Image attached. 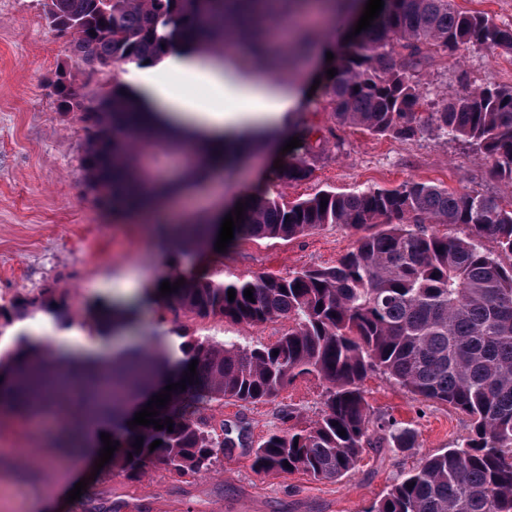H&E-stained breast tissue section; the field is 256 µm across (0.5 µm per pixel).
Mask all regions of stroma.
Returning a JSON list of instances; mask_svg holds the SVG:
<instances>
[{
  "instance_id": "35a3bbf8",
  "label": "stroma",
  "mask_w": 512,
  "mask_h": 512,
  "mask_svg": "<svg viewBox=\"0 0 512 512\" xmlns=\"http://www.w3.org/2000/svg\"><path fill=\"white\" fill-rule=\"evenodd\" d=\"M44 3L0 0V296L12 302L48 288L65 292L68 324L104 354L133 340L167 342L183 330L220 344L274 341L284 323L251 327L218 317L199 319L161 312L155 302L146 300L128 328L107 336L94 331L93 315L99 305L124 302L115 286L126 276H137L144 289L160 276L195 267L221 281L259 273L285 277L335 264L353 249L357 235L329 224L290 239L236 238L213 259L205 250L164 248L142 234L135 218L100 209L85 191L81 114L62 113L47 85L66 58V45L49 29ZM422 81L430 108L467 86L511 84L512 55L475 49L459 63L438 59ZM323 101V95H315L302 111L289 115L290 130L312 124L326 135L321 151L309 160V179L278 181L275 155L271 148L261 147L242 163L196 184L187 207L208 217L238 197L295 201L328 190L393 188L409 180L512 199V185L496 178L491 161L462 140L433 132L413 139L373 136L338 124L323 110ZM365 388L374 412L411 424L414 440L408 448L384 444L366 449L358 469L337 481H318L300 473L264 477L251 468L250 449L266 433L291 425L301 428L317 419L323 407L322 386L312 377L295 381L272 402L209 406V425L242 422L246 439L244 445L225 449L210 471L193 476L152 468L130 480L111 465H99L101 436L112 430L108 420L85 430L94 454L53 461L44 449L50 422L0 414V512H42L45 494L60 512H368L423 455L452 447L466 436L469 422L452 407L416 399L379 375L368 378ZM288 411L294 412V420H285ZM83 479L88 485L80 499L67 502L68 492Z\"/></svg>"
}]
</instances>
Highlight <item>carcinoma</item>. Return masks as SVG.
<instances>
[{
  "label": "carcinoma",
  "mask_w": 512,
  "mask_h": 512,
  "mask_svg": "<svg viewBox=\"0 0 512 512\" xmlns=\"http://www.w3.org/2000/svg\"><path fill=\"white\" fill-rule=\"evenodd\" d=\"M252 2L47 0L46 21L69 37L70 62L56 70L50 86L60 109L83 111L85 185L100 207L120 212L124 199L148 202L154 184L180 185L189 172L205 167L206 158L145 129L134 92L117 81L109 94L85 98L74 71L159 58L175 46L208 51L245 43L247 53L262 61L268 33L291 30L305 0H261L259 11ZM476 48L512 54V25L459 11L452 0H384L371 27L349 39L337 74L324 81V96L337 123L373 135L411 139L437 131L463 139L492 161L497 178L512 184V84L467 88L441 107L421 110V70L437 57L460 60ZM301 143V153L276 170L279 181L310 177L307 157L322 148L324 136L310 127ZM326 224L364 232L334 266L228 283L187 279L166 296L158 287L147 293L163 310L200 318L248 326L288 321L275 341L218 345L188 336L176 361L148 346L119 371H71L63 359L53 367L48 354L21 338L8 353L13 408L29 414L53 400L79 411L89 407L90 391L102 405L115 390L142 385L163 362L177 369L178 383L196 360L193 384L172 391L171 401L157 408V418L172 419L173 431L131 428L132 417H112V441L119 442L113 471L129 480L152 467L196 475L235 446L229 429L209 428L202 410L213 403L270 402L296 380L314 377L324 386L318 419L267 434L251 450L252 468L264 475L299 472L338 480L356 471L378 431L389 432L396 447H410L411 428L373 418L364 382L380 373L416 397L465 414L471 428L455 447L421 458L370 512H512V203L413 180L393 189L326 191L291 203L260 196L248 201L234 234L285 239ZM378 225L385 229L369 232ZM438 225L458 226L463 235L441 233ZM183 230L215 239L220 226L188 224ZM248 288L251 301L244 297ZM40 310L61 320L69 306L50 288L17 301L7 313L0 309V317ZM139 437L138 452L133 444ZM155 440L162 444L152 451Z\"/></svg>",
  "instance_id": "obj_1"
}]
</instances>
